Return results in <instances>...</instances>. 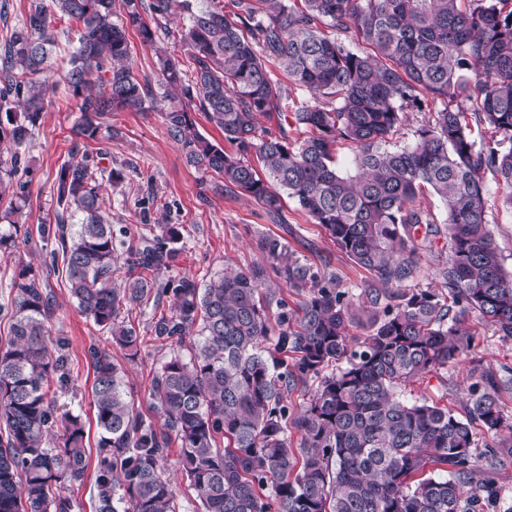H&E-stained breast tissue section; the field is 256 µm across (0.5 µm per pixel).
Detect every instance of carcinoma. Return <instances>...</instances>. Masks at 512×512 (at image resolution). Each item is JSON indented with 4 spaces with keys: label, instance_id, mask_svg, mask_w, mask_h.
I'll use <instances>...</instances> for the list:
<instances>
[{
    "label": "carcinoma",
    "instance_id": "carcinoma-1",
    "mask_svg": "<svg viewBox=\"0 0 512 512\" xmlns=\"http://www.w3.org/2000/svg\"><path fill=\"white\" fill-rule=\"evenodd\" d=\"M30 0L23 23L0 43V143L14 146L0 170V202L26 203L29 144L49 103L51 25L78 27L62 79L93 139L111 112H143L151 87L129 64V31L159 51L161 84L178 100L165 111L188 165L222 179L213 189L245 194L284 224L282 196L322 225L337 248L371 279L350 293L336 277L301 261L281 236L258 248L280 277L305 296L300 310L263 298L261 267L228 265L200 285L195 277L148 276L172 266L181 231L164 224L142 236L127 258L139 274L112 287L117 236L103 212V181L124 180L102 153L74 146L57 172L61 213L42 224L47 267L63 262L78 308L129 352L144 337L120 319L124 307L173 297L150 333L170 350L151 380L162 424L136 411L121 370L92 345V404L100 431L95 457L96 512H176L163 462L177 444L188 487L202 512H487L499 492L477 485L481 459L512 457V423L499 403L502 376L469 367L463 412L401 389L470 351L463 318L474 313L512 338V277L503 269L487 218L491 173L512 208V0ZM188 14L180 28L174 7ZM172 44L193 61L191 77ZM327 107L282 102L270 66ZM434 105L399 146L400 114ZM201 113L224 143L198 128ZM276 118V130L259 117ZM490 131L477 143L474 127ZM298 136H292V132ZM353 148V172L334 161L336 144ZM230 149H225L224 144ZM255 155L258 165L247 161ZM432 190L447 210L451 244L438 277L448 294L408 288L419 249L437 233L417 204ZM81 214L66 228L64 213ZM422 236H417V233ZM11 336L0 345V512H74L64 487L83 484L88 459L80 416L58 413L50 387L69 390L66 342L50 339L52 296L40 272L23 265L11 279ZM276 306L275 318L269 309ZM365 314L371 331L358 345L348 329ZM192 337L189 356L181 353ZM331 372L325 369L331 365ZM317 382L295 410L288 395ZM493 439L476 452L475 429ZM61 445L46 447L52 430ZM301 436L288 446V433ZM123 510H118V507Z\"/></svg>",
    "mask_w": 512,
    "mask_h": 512
}]
</instances>
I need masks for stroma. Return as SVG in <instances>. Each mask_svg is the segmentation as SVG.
I'll return each mask as SVG.
<instances>
[{
    "instance_id": "obj_1",
    "label": "stroma",
    "mask_w": 512,
    "mask_h": 512,
    "mask_svg": "<svg viewBox=\"0 0 512 512\" xmlns=\"http://www.w3.org/2000/svg\"><path fill=\"white\" fill-rule=\"evenodd\" d=\"M82 114L64 83H57L39 127L26 149L33 169L30 196L19 212L9 215L0 204V232L17 224L15 244L9 254L0 255V304L9 300V282L17 266L30 264L42 269L47 248L39 238V225L55 221L57 210L56 175L60 166L71 157L77 142V128ZM91 148L104 151V163L123 169L125 179L115 184H103L100 194L103 208L115 229L123 230L124 240L137 244L140 234L158 229L162 224L179 225L182 233L180 254L170 269L161 271L160 279L177 278L185 274L205 282L223 273L226 264L243 268L259 266L265 270L264 285L276 296L298 307L300 298L270 268L256 242L263 235L285 237L298 256L315 267L325 268L336 275L344 290H356L368 280L366 270L337 249L322 225L313 223L300 211L292 199H285V223H275L263 205L238 193H218L211 176L187 165L184 155L170 138L163 112H113L100 120L97 136ZM439 223L431 247L419 253L420 272L416 279L420 287L440 288L436 277L448 259V232L442 224L446 210L439 198L431 193L418 200ZM488 220L494 241L502 257L503 267L512 275V210L503 208L497 197L488 202ZM52 293V316L49 322L52 337L65 338L69 344L70 374L74 391L58 396V404L66 411L81 416L86 431L88 455H95L99 431L91 406L93 368L88 355L96 344L110 352L113 361L123 369L127 398L146 418H154L151 407L150 382L163 356L156 343L148 341L137 359H127L125 353L106 340L93 323L78 309L69 286L60 272L47 275ZM465 326L472 335L468 361L449 366L439 374L429 375L408 384L407 398H427L455 411H462L468 397L466 371L469 362L498 370L512 369V339L499 336L496 328L476 315H469Z\"/></svg>"
}]
</instances>
